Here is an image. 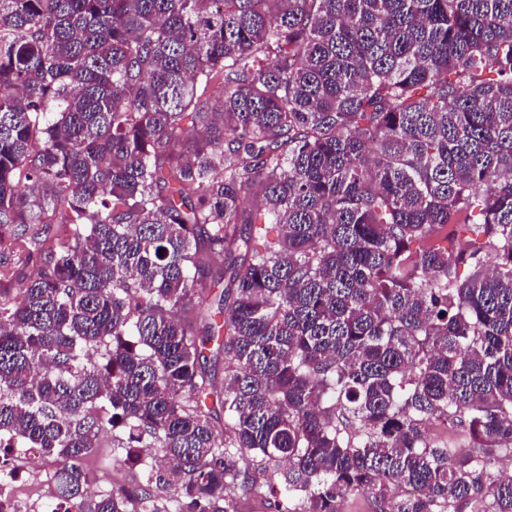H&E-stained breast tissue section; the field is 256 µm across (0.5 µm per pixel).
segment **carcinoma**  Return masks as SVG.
<instances>
[{
  "mask_svg": "<svg viewBox=\"0 0 512 512\" xmlns=\"http://www.w3.org/2000/svg\"><path fill=\"white\" fill-rule=\"evenodd\" d=\"M11 249L0 476L54 456L76 512L166 487L165 512H238L232 484L274 512H512V0H0ZM109 428L157 452L90 497Z\"/></svg>",
  "mask_w": 512,
  "mask_h": 512,
  "instance_id": "cac0c4a2",
  "label": "carcinoma"
}]
</instances>
